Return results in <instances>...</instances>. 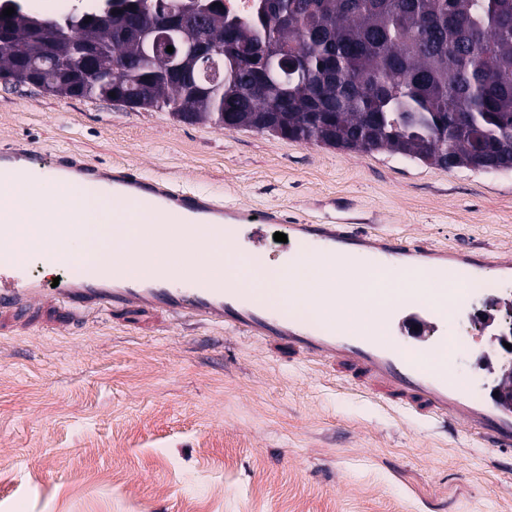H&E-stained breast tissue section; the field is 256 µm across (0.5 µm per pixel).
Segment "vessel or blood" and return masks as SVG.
<instances>
[{"label":"vessel or blood","instance_id":"b4317fda","mask_svg":"<svg viewBox=\"0 0 512 512\" xmlns=\"http://www.w3.org/2000/svg\"><path fill=\"white\" fill-rule=\"evenodd\" d=\"M53 169L60 174H81L118 204L147 206L158 223L167 226L168 247L185 260L199 257L195 247L198 228L217 233L225 225L242 224L251 217L249 212L205 194L174 190L130 169H104L70 157L57 159ZM23 230L20 224L0 225V332L17 331L22 322L40 321L50 311L67 325L79 315L99 309L115 316L173 321L193 318L256 339L269 350L284 349L290 357L345 374L372 395L431 421L452 424L463 420L478 440L501 453H512V402L498 398L473 401L449 371L428 364L431 352L447 348V337H432L428 347L410 354L388 335L350 329L333 320L304 324L272 312L266 299L243 297L227 280L203 282L185 272L182 286L176 287L170 271L128 278L115 262L81 276L62 278L54 287L15 264L13 245ZM74 232V225L57 217L36 228L39 237L60 243ZM289 232L302 253L317 242L333 257L357 251L370 262L419 263L443 273L464 268L475 275L485 266L483 257L477 255L450 254L418 242L356 234L338 224H293Z\"/></svg>","mask_w":512,"mask_h":512}]
</instances>
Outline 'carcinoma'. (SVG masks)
Listing matches in <instances>:
<instances>
[{
    "mask_svg": "<svg viewBox=\"0 0 512 512\" xmlns=\"http://www.w3.org/2000/svg\"><path fill=\"white\" fill-rule=\"evenodd\" d=\"M0 30V80L190 123L252 129L339 150H387L445 169L512 170V0H257L246 18L224 0H98L46 15L27 0ZM177 16L170 33L193 76L170 74L167 45L142 11ZM54 25L50 41L38 25ZM202 43L220 53L195 59ZM273 49L259 74L242 47ZM86 50L126 65L84 81L58 71ZM263 78L256 94L253 82Z\"/></svg>",
    "mask_w": 512,
    "mask_h": 512,
    "instance_id": "cac0c4a2",
    "label": "carcinoma"
}]
</instances>
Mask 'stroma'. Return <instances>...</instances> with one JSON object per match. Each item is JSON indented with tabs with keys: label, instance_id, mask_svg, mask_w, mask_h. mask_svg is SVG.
Segmentation results:
<instances>
[{
	"label": "stroma",
	"instance_id": "stroma-1",
	"mask_svg": "<svg viewBox=\"0 0 512 512\" xmlns=\"http://www.w3.org/2000/svg\"><path fill=\"white\" fill-rule=\"evenodd\" d=\"M70 154L289 224H344L488 258L486 287L439 327L449 370L488 399L501 350L477 314L512 297V171H452L179 121L0 83V149ZM347 377L190 321L0 335V512H512V457Z\"/></svg>",
	"mask_w": 512,
	"mask_h": 512
}]
</instances>
